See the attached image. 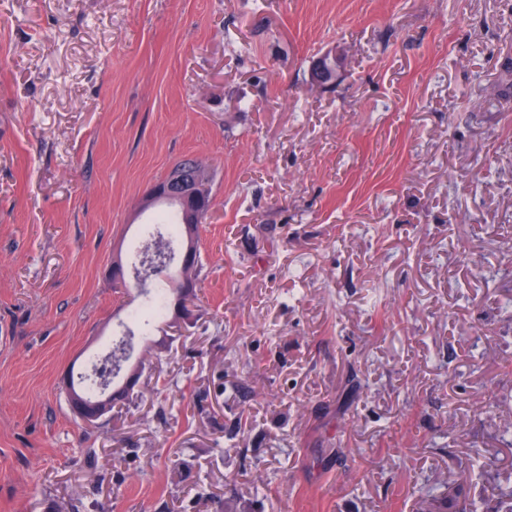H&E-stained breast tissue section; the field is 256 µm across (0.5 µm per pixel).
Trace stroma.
Returning <instances> with one entry per match:
<instances>
[{"instance_id":"1","label":"stroma","mask_w":512,"mask_h":512,"mask_svg":"<svg viewBox=\"0 0 512 512\" xmlns=\"http://www.w3.org/2000/svg\"><path fill=\"white\" fill-rule=\"evenodd\" d=\"M510 61L512 0H0V512H498ZM188 156L191 316L82 427L61 376L124 335L109 269ZM428 493L426 512H447L448 509L452 512H477L473 502L469 501L466 497H462L461 494L454 495L450 502H448V496L442 498L440 497L441 495H434L433 492L429 491ZM443 499H445V506L442 503ZM441 508L443 509L441 510Z\"/></svg>"}]
</instances>
